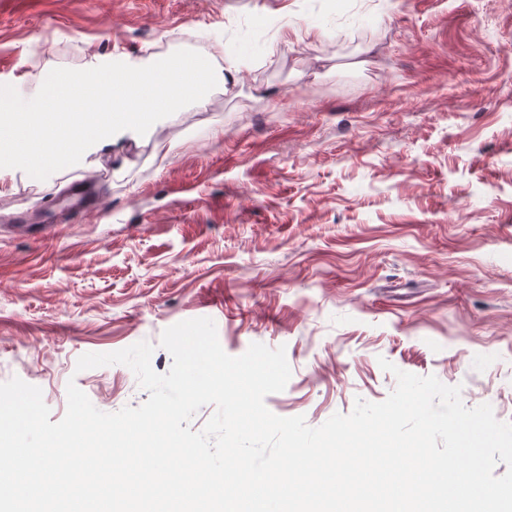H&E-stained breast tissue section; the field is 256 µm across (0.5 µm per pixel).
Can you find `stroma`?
Listing matches in <instances>:
<instances>
[{
	"instance_id": "obj_1",
	"label": "stroma",
	"mask_w": 512,
	"mask_h": 512,
	"mask_svg": "<svg viewBox=\"0 0 512 512\" xmlns=\"http://www.w3.org/2000/svg\"><path fill=\"white\" fill-rule=\"evenodd\" d=\"M235 48L239 83L148 139L0 181V383L51 421L75 382L112 413L148 400L86 353L214 320L231 356L284 347L265 405L309 426L380 402L396 370L512 422V0H0V98L57 70L175 45ZM105 208L43 237L76 182Z\"/></svg>"
}]
</instances>
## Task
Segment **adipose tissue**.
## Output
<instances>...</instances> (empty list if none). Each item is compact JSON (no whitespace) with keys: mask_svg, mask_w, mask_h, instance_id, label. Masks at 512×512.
<instances>
[{"mask_svg":"<svg viewBox=\"0 0 512 512\" xmlns=\"http://www.w3.org/2000/svg\"><path fill=\"white\" fill-rule=\"evenodd\" d=\"M239 63L214 41L205 58L182 50L126 59L119 72L92 62L82 77L57 73L52 90L0 100V176L24 169L45 175L106 146L150 137L170 113L201 105L236 84ZM84 103L75 111V103Z\"/></svg>","mask_w":512,"mask_h":512,"instance_id":"adipose-tissue-1","label":"adipose tissue"}]
</instances>
